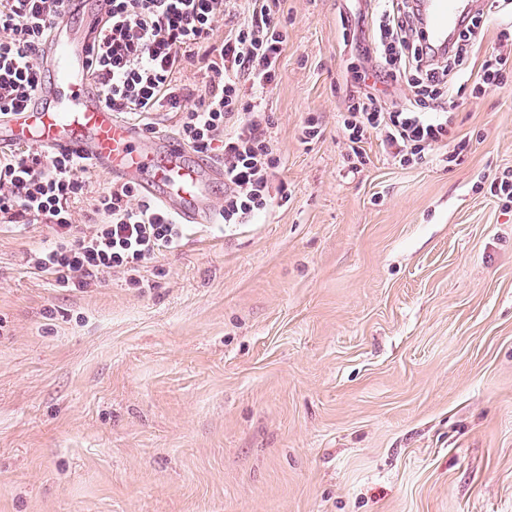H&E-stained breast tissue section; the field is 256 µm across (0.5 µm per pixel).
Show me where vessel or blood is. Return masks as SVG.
<instances>
[{
	"label": "vessel or blood",
	"instance_id": "vessel-or-blood-1",
	"mask_svg": "<svg viewBox=\"0 0 512 512\" xmlns=\"http://www.w3.org/2000/svg\"><path fill=\"white\" fill-rule=\"evenodd\" d=\"M414 6L423 43L442 61L462 19L484 10L485 0H414ZM111 11V0H63L49 38L36 49L43 80L31 105L0 117V148L33 143L90 158L110 178L155 196L180 223H215L212 187L224 181L223 164L113 113L89 79L93 41Z\"/></svg>",
	"mask_w": 512,
	"mask_h": 512
}]
</instances>
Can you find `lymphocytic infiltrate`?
<instances>
[{
    "label": "lymphocytic infiltrate",
    "mask_w": 512,
    "mask_h": 512,
    "mask_svg": "<svg viewBox=\"0 0 512 512\" xmlns=\"http://www.w3.org/2000/svg\"><path fill=\"white\" fill-rule=\"evenodd\" d=\"M231 0H112L94 47L90 74L105 105L156 132L159 113L172 115L175 135L224 164V225L241 224L269 210L276 199L278 158L262 107L276 80L286 35L271 0H252L246 24L216 39V23ZM61 0H0V115L22 107L39 84L36 46L50 34ZM484 20L461 32L450 63L435 61L414 25L410 0H386L371 50L379 68L354 67L357 91L339 124L347 156L364 159L362 145L380 137L399 166L423 162L448 143L450 79L463 74ZM205 64L201 85L178 84L194 61ZM379 77L414 92L410 108L386 107L371 85ZM93 164L76 155L33 150L0 152V223L48 228L50 245L31 251L28 263L54 275L62 288H87L120 273L142 284L141 271L163 250L181 246L184 225L136 184L96 187ZM92 199L98 222L78 216Z\"/></svg>",
    "instance_id": "f902f5d3"
}]
</instances>
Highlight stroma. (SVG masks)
Listing matches in <instances>:
<instances>
[{
  "instance_id": "obj_1",
  "label": "stroma",
  "mask_w": 512,
  "mask_h": 512,
  "mask_svg": "<svg viewBox=\"0 0 512 512\" xmlns=\"http://www.w3.org/2000/svg\"><path fill=\"white\" fill-rule=\"evenodd\" d=\"M372 0H280L265 106L285 205L60 288L0 231V512H512V78L455 161L351 173ZM316 119L319 134L304 140Z\"/></svg>"
}]
</instances>
